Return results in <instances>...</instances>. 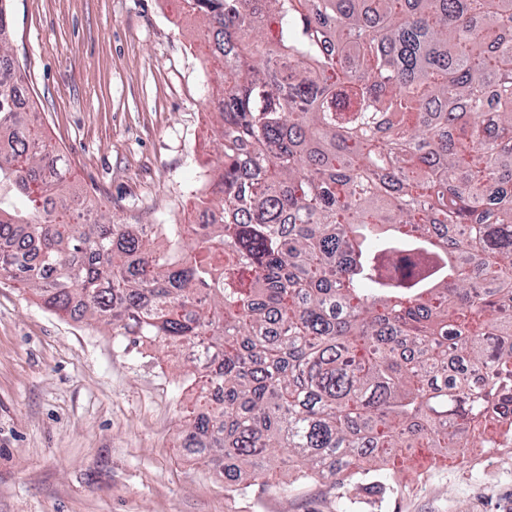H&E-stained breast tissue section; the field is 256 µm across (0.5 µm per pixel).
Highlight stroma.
<instances>
[{
    "mask_svg": "<svg viewBox=\"0 0 512 512\" xmlns=\"http://www.w3.org/2000/svg\"><path fill=\"white\" fill-rule=\"evenodd\" d=\"M167 0H12L10 53L24 95L87 203L125 224H185L200 171L194 139H217L223 69L200 21ZM182 352L140 346L45 308L0 277V512H512V447L396 461L385 502L338 498L279 457L230 487L178 440L195 394Z\"/></svg>",
    "mask_w": 512,
    "mask_h": 512,
    "instance_id": "obj_1",
    "label": "stroma"
}]
</instances>
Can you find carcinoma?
<instances>
[{
    "label": "carcinoma",
    "instance_id": "carcinoma-1",
    "mask_svg": "<svg viewBox=\"0 0 512 512\" xmlns=\"http://www.w3.org/2000/svg\"><path fill=\"white\" fill-rule=\"evenodd\" d=\"M0 0V272L188 351L182 447L380 493L404 448L512 444V0H183L224 67L210 224L85 204ZM270 48L261 52L256 37Z\"/></svg>",
    "mask_w": 512,
    "mask_h": 512
}]
</instances>
